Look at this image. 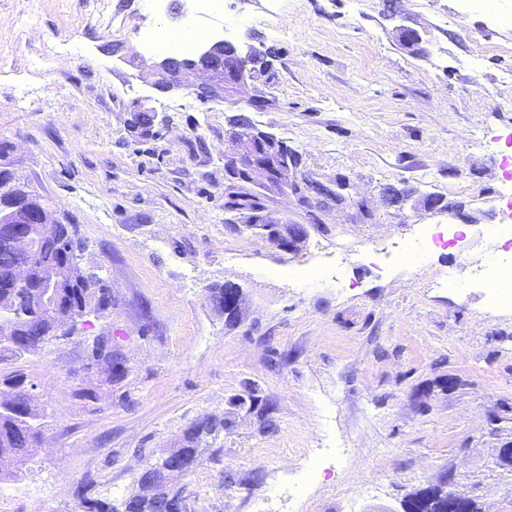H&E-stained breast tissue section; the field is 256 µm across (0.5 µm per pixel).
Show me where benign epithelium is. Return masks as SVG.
<instances>
[{
    "label": "benign epithelium",
    "mask_w": 512,
    "mask_h": 512,
    "mask_svg": "<svg viewBox=\"0 0 512 512\" xmlns=\"http://www.w3.org/2000/svg\"><path fill=\"white\" fill-rule=\"evenodd\" d=\"M264 53L262 47L250 44L242 47L222 38L201 44L189 57L173 59L159 56L141 61L139 78L160 93L180 90L192 92L207 102L231 101L257 78L251 59ZM298 165V154L276 136L258 130L244 115H237L224 135L225 179L235 183L238 178L257 183L263 189L277 194L294 190L296 182L291 176ZM8 209L13 219L0 223V239L4 241H29L26 225L43 224L49 231L64 226L66 217L48 208L41 197L20 193L8 198ZM248 228L269 239L277 248L288 253H298L306 243L309 233L303 224H288L283 232L268 234L267 226L250 224ZM63 281L41 272L40 256L33 245H28L25 259L0 275V295L11 300L20 291L38 301L42 309L54 315L59 288ZM18 335L9 307L0 305V345L14 343ZM37 386L30 383L7 391L0 400V414L11 412L13 402L33 399ZM194 467L188 462L180 466L161 467L162 491L172 495L177 492L175 483Z\"/></svg>",
    "instance_id": "benign-epithelium-1"
}]
</instances>
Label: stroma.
<instances>
[{"label": "stroma", "instance_id": "35a3bbf8", "mask_svg": "<svg viewBox=\"0 0 512 512\" xmlns=\"http://www.w3.org/2000/svg\"><path fill=\"white\" fill-rule=\"evenodd\" d=\"M0 0V145L20 175L64 212L85 263L101 268L112 305L73 336L0 359L37 386L43 441L21 480L0 482V512H76L78 489L119 498L145 465L202 415L224 416V457L182 477L186 512H402L416 489L455 470L456 492L512 512V312L469 286L489 255L493 197L512 163V27L449 18L452 0ZM37 12L36 23L21 18ZM235 19L234 41L271 53L237 102L159 94L129 56L139 33L190 20L206 37ZM417 30V50L398 41ZM53 54L50 70L35 58ZM165 116L159 133L128 132L134 101ZM282 139L298 184L339 187L341 202L264 196L266 213L309 230L287 254L224 208V131L236 115ZM408 191L392 203L385 187ZM434 195L475 223L423 205ZM453 225L456 245L423 266L391 250L424 227ZM341 261L344 283L305 288L275 276ZM454 272L463 289L435 287ZM244 292L229 326L209 288ZM108 340L123 374L92 358ZM271 408L264 428L241 399ZM335 458L303 496L309 460Z\"/></svg>", "mask_w": 512, "mask_h": 512}]
</instances>
